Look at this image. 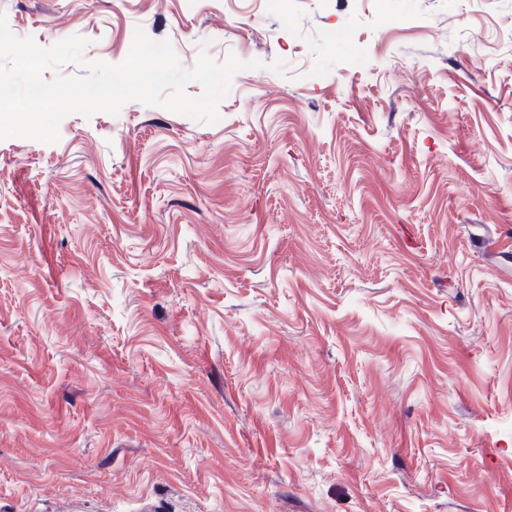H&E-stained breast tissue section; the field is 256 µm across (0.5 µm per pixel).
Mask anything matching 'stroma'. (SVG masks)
Here are the masks:
<instances>
[{
	"label": "stroma",
	"instance_id": "35a3bbf8",
	"mask_svg": "<svg viewBox=\"0 0 512 512\" xmlns=\"http://www.w3.org/2000/svg\"><path fill=\"white\" fill-rule=\"evenodd\" d=\"M0 13L246 64L0 140V512H512V0Z\"/></svg>",
	"mask_w": 512,
	"mask_h": 512
}]
</instances>
